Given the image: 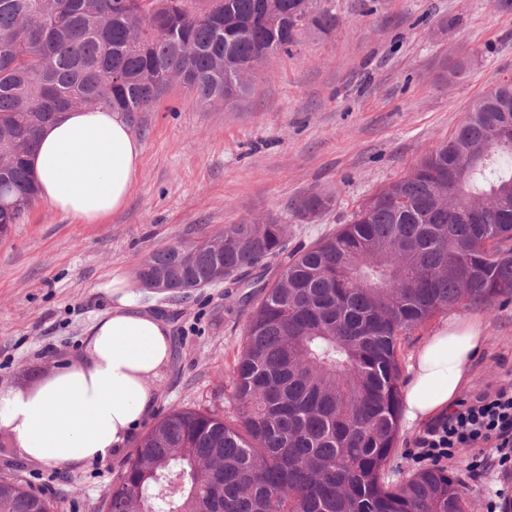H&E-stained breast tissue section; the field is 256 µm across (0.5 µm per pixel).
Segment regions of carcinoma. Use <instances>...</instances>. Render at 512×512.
<instances>
[{"label":"carcinoma","mask_w":512,"mask_h":512,"mask_svg":"<svg viewBox=\"0 0 512 512\" xmlns=\"http://www.w3.org/2000/svg\"><path fill=\"white\" fill-rule=\"evenodd\" d=\"M317 0H0V232L39 197L27 158L41 128L77 105L131 120L178 81L209 105L243 96L242 66L329 33ZM309 193L293 212L320 216ZM198 242L189 276L212 265L251 310L231 372L234 418L177 409L139 440L107 512H465L443 468L391 487L401 415L399 340L458 307L512 300V87L487 94L448 141L366 198L351 219L288 250L276 217ZM279 260L271 280L249 277ZM172 247L141 272L171 266ZM9 512H52L0 478Z\"/></svg>","instance_id":"obj_1"}]
</instances>
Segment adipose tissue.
Wrapping results in <instances>:
<instances>
[{"mask_svg": "<svg viewBox=\"0 0 512 512\" xmlns=\"http://www.w3.org/2000/svg\"><path fill=\"white\" fill-rule=\"evenodd\" d=\"M142 153L124 114L78 108L42 129L29 168L51 208L96 224L125 206ZM107 295L112 307L88 328L82 362L57 368L28 389L0 387V428L27 460L69 466L110 458L153 405L151 381L171 355L169 330L142 309L125 278L114 277ZM484 345L479 321L467 320L420 346L404 392L409 424L458 401Z\"/></svg>", "mask_w": 512, "mask_h": 512, "instance_id": "1", "label": "adipose tissue"}]
</instances>
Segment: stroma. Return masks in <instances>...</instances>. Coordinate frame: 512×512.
I'll use <instances>...</instances> for the list:
<instances>
[{"instance_id":"obj_1","label":"stroma","mask_w":512,"mask_h":512,"mask_svg":"<svg viewBox=\"0 0 512 512\" xmlns=\"http://www.w3.org/2000/svg\"><path fill=\"white\" fill-rule=\"evenodd\" d=\"M339 23L327 35L302 34L273 52L246 95L203 106L180 82L161 93L132 126L142 164L125 207L80 224L43 201L0 238V386H35L54 368L79 362L91 323L110 307L112 276L133 280L157 250L193 244L225 225L274 216L287 221L290 247H305L369 194L410 172L461 125L482 96L512 77V10L496 0H318ZM317 192L332 205L314 223L292 207ZM146 311L170 327L171 359L154 380L156 401L137 435L176 409L236 401L229 374L244 343L250 310L229 284L187 294L138 290ZM478 319L486 343L468 392L512 370V302L457 308L403 336L402 378L416 349L438 328ZM422 426L400 424L386 472L403 484L418 469L410 455ZM131 448L69 467L21 457L0 430V476L17 475L51 500L53 512H100ZM471 451L447 470L462 482L469 512L503 491L512 503V468L470 469Z\"/></svg>"}]
</instances>
